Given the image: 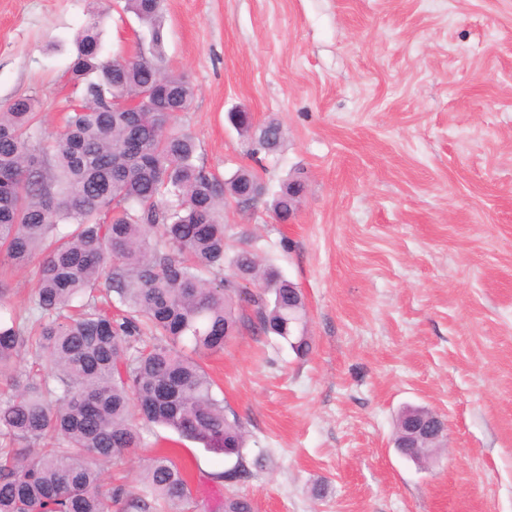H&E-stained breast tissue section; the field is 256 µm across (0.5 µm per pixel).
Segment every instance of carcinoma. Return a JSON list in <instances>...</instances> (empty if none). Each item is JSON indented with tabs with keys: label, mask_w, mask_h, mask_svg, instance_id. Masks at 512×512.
Returning <instances> with one entry per match:
<instances>
[{
	"label": "carcinoma",
	"mask_w": 512,
	"mask_h": 512,
	"mask_svg": "<svg viewBox=\"0 0 512 512\" xmlns=\"http://www.w3.org/2000/svg\"><path fill=\"white\" fill-rule=\"evenodd\" d=\"M123 9L147 30L139 52L106 54L95 23L78 34L67 70L77 102L52 149L33 141L34 97L0 112V512H162L188 502L182 468L161 453L140 472L142 493L105 488L103 466L141 447L136 415L242 457L243 426L225 414L203 365L234 331V300L254 307L249 326L299 356L310 351L302 292L252 249L226 250L221 206L258 174L241 168L225 179L197 163L191 134L165 132L172 112L111 110L114 96L145 87L160 103L194 96L156 50L162 0H124ZM231 120L252 140L273 139L266 152L279 148V123L256 127L247 112ZM291 188L273 197L275 217L294 208ZM35 258L30 327L4 312L3 271ZM226 265L228 277L213 276ZM241 272L257 291L234 285ZM224 512L254 504L232 494Z\"/></svg>",
	"instance_id": "carcinoma-1"
}]
</instances>
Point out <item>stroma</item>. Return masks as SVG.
<instances>
[{
    "instance_id": "1",
    "label": "stroma",
    "mask_w": 512,
    "mask_h": 512,
    "mask_svg": "<svg viewBox=\"0 0 512 512\" xmlns=\"http://www.w3.org/2000/svg\"><path fill=\"white\" fill-rule=\"evenodd\" d=\"M163 15L165 66L194 86L172 127L200 162L273 193L304 182L290 223L231 201L224 224L301 289L312 350L248 327L238 303L244 325L204 365L251 478L220 479L233 459L144 424L107 484L140 490L168 451L192 488L182 512L230 494L256 512H512V0H164ZM97 16L111 52L135 55L142 28L115 0H0V112L36 97L44 146ZM240 111L281 123L278 152L253 154ZM408 407L448 426L423 466L394 444Z\"/></svg>"
}]
</instances>
